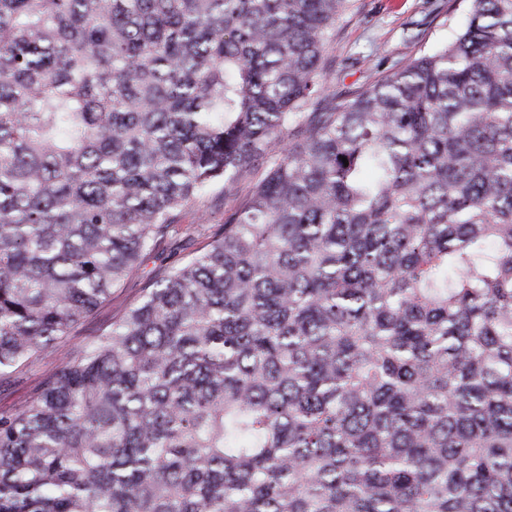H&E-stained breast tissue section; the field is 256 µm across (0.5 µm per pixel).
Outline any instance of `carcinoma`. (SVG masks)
<instances>
[{"mask_svg": "<svg viewBox=\"0 0 512 512\" xmlns=\"http://www.w3.org/2000/svg\"><path fill=\"white\" fill-rule=\"evenodd\" d=\"M354 2L0 0V385L252 179L0 413V512H512V0L337 92ZM251 185L250 179H244L226 197H224L223 184L214 185L204 200L186 208L176 232L162 241L156 250L147 253L140 261L136 272L112 289L110 299L88 318L78 329L79 333L76 336L58 345L53 353L18 372L14 382L1 389L0 413H9L23 407L43 376L61 365L72 347L87 337L91 330L105 327L113 317L119 316L138 301L143 294V289L158 271L203 251L214 233L223 227L224 210L242 206L248 198ZM218 200L221 202L209 209L213 212L210 220L202 223L199 220L201 209H204V205Z\"/></svg>", "mask_w": 512, "mask_h": 512, "instance_id": "carcinoma-1", "label": "carcinoma"}]
</instances>
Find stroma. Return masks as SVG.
Listing matches in <instances>:
<instances>
[{"label": "stroma", "mask_w": 512, "mask_h": 512, "mask_svg": "<svg viewBox=\"0 0 512 512\" xmlns=\"http://www.w3.org/2000/svg\"><path fill=\"white\" fill-rule=\"evenodd\" d=\"M467 10L466 0H357L353 13L336 23L331 52L344 65L332 77V89L340 91L356 86L396 61L449 41L465 24ZM251 185V180L245 179L229 192L223 185H214L207 195L208 201L214 204L208 222L199 219L200 205L186 208L175 232L142 258L133 275L113 288L110 299L88 318L78 335L18 372L10 386L0 389V413L23 407L43 376L61 365L73 345L138 301L158 271L203 251L214 233L222 228L225 210L242 206Z\"/></svg>", "instance_id": "obj_1"}]
</instances>
